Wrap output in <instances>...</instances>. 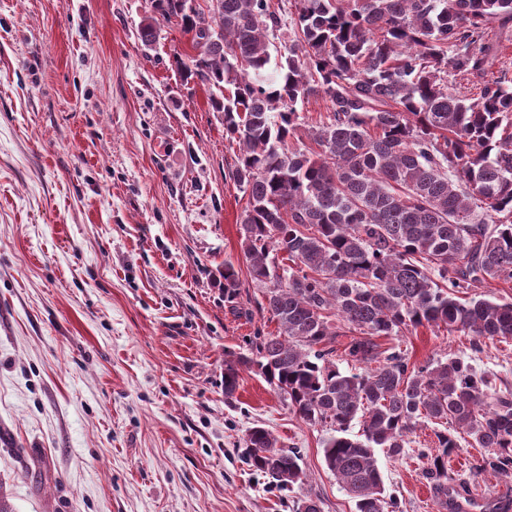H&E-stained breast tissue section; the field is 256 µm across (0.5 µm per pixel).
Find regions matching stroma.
I'll return each instance as SVG.
<instances>
[{
	"instance_id": "obj_1",
	"label": "stroma",
	"mask_w": 512,
	"mask_h": 512,
	"mask_svg": "<svg viewBox=\"0 0 512 512\" xmlns=\"http://www.w3.org/2000/svg\"><path fill=\"white\" fill-rule=\"evenodd\" d=\"M144 0H0V498L10 512H322L355 505L326 468L324 428L224 361L255 331L215 284L240 247L243 194L224 174L238 154L202 87L182 85L171 31L145 56ZM410 363L462 358L512 390V339L427 326L388 336ZM262 426L299 448L304 480L282 491L250 470ZM420 424L404 452H378L400 512H450L425 470ZM461 436L448 483L486 512H512V474L481 470Z\"/></svg>"
}]
</instances>
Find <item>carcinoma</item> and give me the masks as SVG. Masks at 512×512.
Wrapping results in <instances>:
<instances>
[{
    "mask_svg": "<svg viewBox=\"0 0 512 512\" xmlns=\"http://www.w3.org/2000/svg\"><path fill=\"white\" fill-rule=\"evenodd\" d=\"M295 2L290 22L270 0H145L138 28L146 51L166 27L190 36L172 67L207 90L239 150L227 177L247 195L240 241L258 290L247 302L277 333L224 361V394L255 367L325 428L324 463L356 512H396L376 450L398 455L420 422L440 425L426 475L446 505L458 433L487 449L480 469L512 471V391L461 359L414 365L374 338L426 325L476 346L512 338V302L459 297L512 280V86L489 75L500 48L489 34L512 31V0ZM464 74L482 82L461 97L448 77ZM314 96L328 112L311 125L297 105ZM223 277L234 307L239 272L226 263ZM348 334L360 373L336 361L332 341ZM246 444L270 483H302L299 452L269 430L249 429Z\"/></svg>",
    "mask_w": 512,
    "mask_h": 512,
    "instance_id": "cac0c4a2",
    "label": "carcinoma"
}]
</instances>
